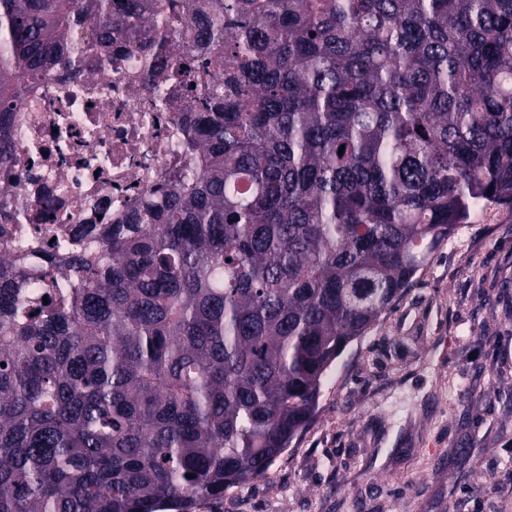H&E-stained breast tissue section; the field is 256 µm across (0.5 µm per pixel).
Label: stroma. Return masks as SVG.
I'll return each mask as SVG.
<instances>
[{"instance_id":"obj_1","label":"stroma","mask_w":512,"mask_h":512,"mask_svg":"<svg viewBox=\"0 0 512 512\" xmlns=\"http://www.w3.org/2000/svg\"><path fill=\"white\" fill-rule=\"evenodd\" d=\"M512 213L471 220L337 359L268 477L196 512H512Z\"/></svg>"}]
</instances>
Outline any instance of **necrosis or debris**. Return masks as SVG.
Wrapping results in <instances>:
<instances>
[{"mask_svg":"<svg viewBox=\"0 0 512 512\" xmlns=\"http://www.w3.org/2000/svg\"><path fill=\"white\" fill-rule=\"evenodd\" d=\"M182 25L153 67L141 54H101L85 43L72 72L35 76L12 121L14 148L0 164V253L21 256L38 286L44 255L65 259L73 245L97 246L90 229L124 224L146 203L162 202L172 170L185 164L190 133L177 94Z\"/></svg>","mask_w":512,"mask_h":512,"instance_id":"4bbe7bcc","label":"necrosis or debris"}]
</instances>
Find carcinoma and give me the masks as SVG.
I'll list each match as a JSON object with an SVG mask.
<instances>
[{
	"label": "carcinoma",
	"mask_w": 512,
	"mask_h": 512,
	"mask_svg": "<svg viewBox=\"0 0 512 512\" xmlns=\"http://www.w3.org/2000/svg\"><path fill=\"white\" fill-rule=\"evenodd\" d=\"M152 23L0 0V163L29 78L85 32L157 56ZM191 24L196 165L34 294L0 254V512H195L267 477L476 206L512 212V0H198Z\"/></svg>",
	"instance_id": "cac0c4a2"
}]
</instances>
